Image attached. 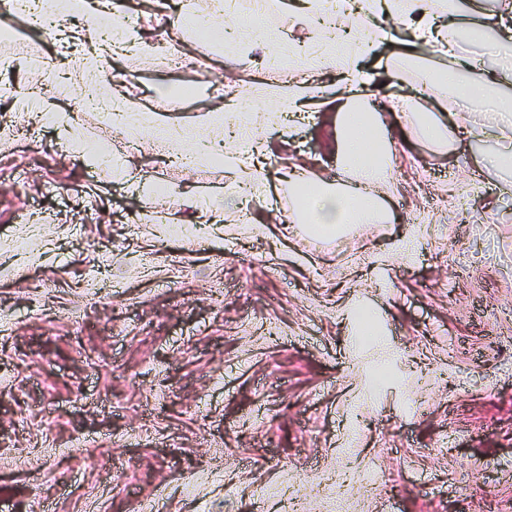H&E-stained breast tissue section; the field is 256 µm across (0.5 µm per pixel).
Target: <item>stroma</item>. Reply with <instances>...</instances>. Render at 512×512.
<instances>
[{
  "instance_id": "stroma-1",
  "label": "stroma",
  "mask_w": 512,
  "mask_h": 512,
  "mask_svg": "<svg viewBox=\"0 0 512 512\" xmlns=\"http://www.w3.org/2000/svg\"><path fill=\"white\" fill-rule=\"evenodd\" d=\"M407 8L392 5L386 39L359 60L379 101L448 66L398 28ZM125 15L137 49L99 57L96 78L186 139L132 137L84 109L78 83L52 86L81 53L0 17L18 33L0 63L15 90L0 95V512H327L335 495L341 512H512V172L493 163L512 137L478 148L481 110L438 91L431 111L455 113L459 131L443 155L413 136L398 150L379 189L392 221L313 236L289 216L283 175L350 181L328 145L358 96L324 59L277 65L315 30L281 8L259 41L239 15L245 49L225 54L177 9ZM172 29L220 92L153 56ZM304 80L314 116L280 132ZM180 85L195 88L185 112L168 95ZM229 98L276 147L261 207L204 234L229 171L175 155ZM99 146L110 169L85 158ZM48 181L63 192L44 196ZM372 468L377 487L327 485Z\"/></svg>"
}]
</instances>
